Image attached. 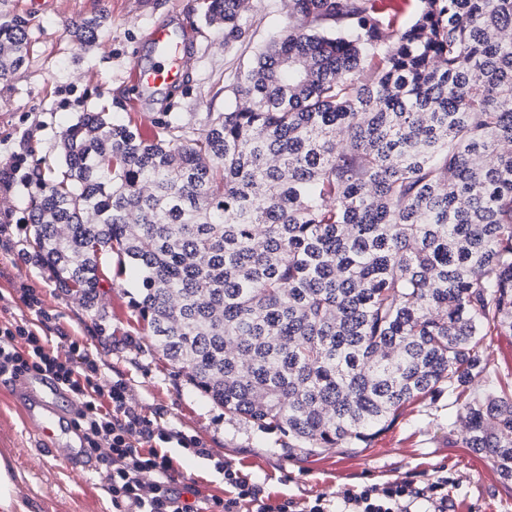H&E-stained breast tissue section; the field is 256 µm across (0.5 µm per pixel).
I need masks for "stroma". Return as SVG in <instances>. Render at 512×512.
<instances>
[{"label": "stroma", "mask_w": 512, "mask_h": 512, "mask_svg": "<svg viewBox=\"0 0 512 512\" xmlns=\"http://www.w3.org/2000/svg\"><path fill=\"white\" fill-rule=\"evenodd\" d=\"M27 15L34 52L10 81L0 82V170L22 159L10 184L0 183V216L17 228L0 236V291L20 284L40 293L51 318L43 330L50 339L67 335L96 355L107 376L127 380L143 413L183 430L205 446L198 458L171 449L186 485L224 497V477L214 464L223 461L257 481L271 499L297 504L321 496L339 505L346 491L363 485L408 481L427 487L447 471L454 512H512V482L502 481L490 462L466 448L461 431L448 429V400H418L403 406L370 447L344 453L330 449L289 456L279 432H260L231 421L194 388L178 366L156 352L130 305L139 274L105 261L99 300L88 309L60 288L37 261L27 225L33 170L57 167L60 131L85 112L106 111L114 120L133 116L143 137H152L154 117L202 127L208 113L224 111L226 88L262 44L287 24V0H252L245 41L225 47L223 30L209 25L204 0H11ZM105 9L108 23L98 42L74 46L68 20ZM157 26H173L188 36L186 80L163 93L135 101L126 71L132 55L149 58L148 36ZM95 472L79 475L47 456L27 424L13 394V382L0 376V458L15 479L16 493L31 512H116L99 473L112 458L108 445L97 450Z\"/></svg>", "instance_id": "stroma-1"}]
</instances>
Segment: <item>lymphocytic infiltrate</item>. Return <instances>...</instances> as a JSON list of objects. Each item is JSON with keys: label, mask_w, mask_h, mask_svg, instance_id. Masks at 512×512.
I'll list each match as a JSON object with an SVG mask.
<instances>
[{"label": "lymphocytic infiltrate", "mask_w": 512, "mask_h": 512, "mask_svg": "<svg viewBox=\"0 0 512 512\" xmlns=\"http://www.w3.org/2000/svg\"><path fill=\"white\" fill-rule=\"evenodd\" d=\"M102 369V361L77 341L54 347L31 321L0 324V373L50 378L73 401L85 447L110 444L112 459L103 480L117 512H300L291 500L263 496L257 484L221 462L216 468L231 487L230 496L208 502L182 500L180 473L159 448L174 442L200 457L203 444L143 415L127 382L105 379ZM145 471L154 475L151 484L139 480ZM340 512H450L448 479L438 477L423 489L406 481L365 485L345 493Z\"/></svg>", "instance_id": "f902f5d3"}]
</instances>
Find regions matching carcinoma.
<instances>
[{"label":"carcinoma","instance_id":"cac0c4a2","mask_svg":"<svg viewBox=\"0 0 512 512\" xmlns=\"http://www.w3.org/2000/svg\"><path fill=\"white\" fill-rule=\"evenodd\" d=\"M0 0V80L33 50ZM247 0H206L224 45ZM105 13L66 23L96 42ZM512 0H290L201 128L86 112L35 176L39 260L93 307L102 256L136 268L157 352L288 448L370 447L448 392L466 447L512 480ZM483 384L478 390L474 383Z\"/></svg>","mask_w":512,"mask_h":512}]
</instances>
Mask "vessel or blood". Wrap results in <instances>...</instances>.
Masks as SVG:
<instances>
[{
    "label": "vessel or blood",
    "mask_w": 512,
    "mask_h": 512,
    "mask_svg": "<svg viewBox=\"0 0 512 512\" xmlns=\"http://www.w3.org/2000/svg\"><path fill=\"white\" fill-rule=\"evenodd\" d=\"M151 45L150 61L133 59L127 72L129 82L148 94L179 83L188 62L187 45L181 32L164 26L154 28ZM13 385L15 399L26 419L36 425L43 445L52 446L62 427L73 439H80L77 417L67 406V393L34 374L15 377Z\"/></svg>",
    "instance_id": "vessel-or-blood-1"
}]
</instances>
